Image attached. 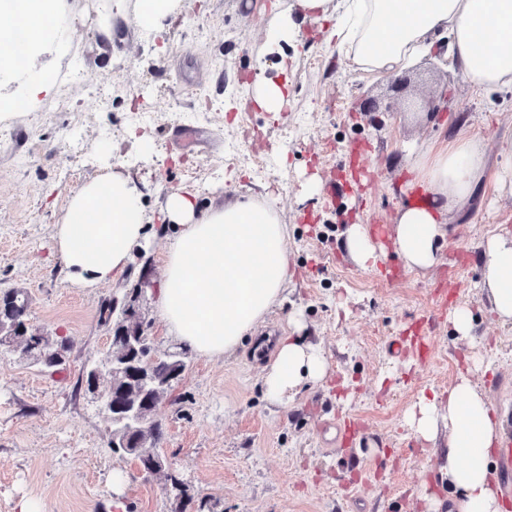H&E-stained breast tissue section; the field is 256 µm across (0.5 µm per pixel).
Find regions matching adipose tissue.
I'll return each instance as SVG.
<instances>
[{"mask_svg":"<svg viewBox=\"0 0 512 512\" xmlns=\"http://www.w3.org/2000/svg\"><path fill=\"white\" fill-rule=\"evenodd\" d=\"M183 8L184 0H112L97 36L111 44L117 19L158 33ZM327 19L335 22L333 37L348 46L366 73L401 69L429 55L443 38L451 66L471 85L491 90L512 84V0H293L270 18L267 41L275 46L297 39L304 23ZM68 23L62 0H0V81L11 87L0 92V114L38 110L55 93L52 74L34 61L47 51H67ZM116 150L114 143L102 145L107 164L72 192L56 227L67 276L90 285L116 281L137 247L164 235L170 243L157 305L169 335L203 356L234 352L287 299L285 225L273 207L255 199L204 208L189 190L165 198L162 224L148 223L142 190L109 162ZM410 167L429 195L399 210L393 246L407 267L429 269L441 261L439 241L450 215L478 188L498 191L512 184V168L488 175L483 142L463 132L441 148L411 155ZM482 248L486 300L501 322L512 323V233L491 235ZM288 323L292 332L278 339L263 376L265 397L274 406L326 374V360L304 336L301 319L292 314ZM409 423L427 441L440 428L448 430L450 512H506L494 467L500 418L469 374H460L449 387L446 413L423 398Z\"/></svg>","mask_w":512,"mask_h":512,"instance_id":"ef3b65f1","label":"adipose tissue"}]
</instances>
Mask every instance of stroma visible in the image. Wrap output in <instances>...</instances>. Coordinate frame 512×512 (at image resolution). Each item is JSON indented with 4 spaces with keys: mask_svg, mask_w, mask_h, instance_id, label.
Returning <instances> with one entry per match:
<instances>
[{
    "mask_svg": "<svg viewBox=\"0 0 512 512\" xmlns=\"http://www.w3.org/2000/svg\"><path fill=\"white\" fill-rule=\"evenodd\" d=\"M288 3L186 0L166 32L121 21L105 45L96 29L108 0H67L69 49L38 60L59 95L0 121V290L27 294L31 325L70 344L54 374L0 354V512H19L24 499L43 512H434L448 499V431L423 441L406 416L423 396L446 410L465 371L505 412L503 436L512 438V323L490 313L481 291L482 244L512 231V191L477 195L454 212L442 261L427 270L392 252L382 267H364L342 247L349 224H379L393 238L414 178L409 153L466 128L483 140L488 172L511 162L512 85L474 89L439 54L370 78L329 40L327 21L269 46L268 8ZM228 29L234 41H225ZM260 76L288 87L279 115L250 101ZM135 133L153 139L152 155L135 151ZM107 140L119 142L149 213L185 188L204 205L263 193L288 227L287 302L233 356L187 352L184 375L157 409L171 466L149 477L113 454L112 422L78 380L109 344L101 303L141 268L151 282L147 334L158 350L174 347L155 290L168 243L157 238L133 256L130 275L92 287L66 278L54 244L72 191L100 174ZM444 300L471 307L475 342L454 336ZM294 311L327 373L272 406L262 375ZM347 414L365 423L349 444L326 427ZM175 478L191 501L177 503Z\"/></svg>",
    "mask_w": 512,
    "mask_h": 512,
    "instance_id": "obj_1",
    "label": "stroma"
}]
</instances>
